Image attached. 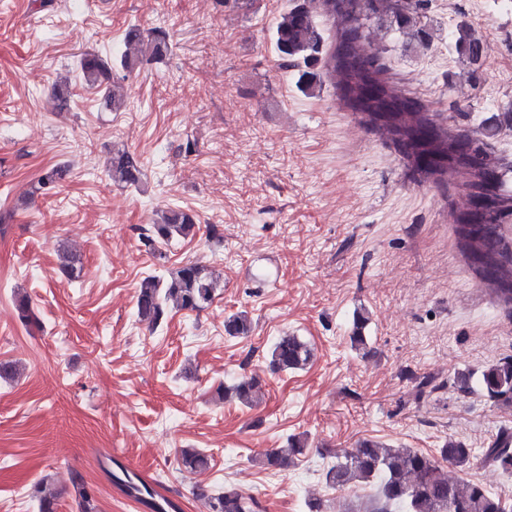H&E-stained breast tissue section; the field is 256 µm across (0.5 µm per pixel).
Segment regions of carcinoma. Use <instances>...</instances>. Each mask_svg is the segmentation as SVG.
I'll use <instances>...</instances> for the list:
<instances>
[{
  "label": "carcinoma",
  "mask_w": 512,
  "mask_h": 512,
  "mask_svg": "<svg viewBox=\"0 0 512 512\" xmlns=\"http://www.w3.org/2000/svg\"><path fill=\"white\" fill-rule=\"evenodd\" d=\"M361 11L346 18L348 27L342 50L343 65L359 72L363 82L359 96L352 108L359 111L393 112L395 110L420 111L423 105L410 96L385 92L376 85L373 72L385 70L378 58L364 52L360 45L362 29L372 17L389 14L398 29L417 44L429 45L431 34L423 23L425 0H363ZM275 48L285 65L294 72L296 87L306 95L322 89L323 73L318 70L324 37L306 4H296L284 13L273 29ZM125 51L120 56V66L133 71L144 61L160 60L169 51L167 35L163 31L144 33L138 28L129 29L124 38ZM452 47L458 57L473 66L471 78H476L483 56L481 39L473 36L467 23L457 25ZM78 67L85 83L100 90L105 107L118 112L125 107V100L112 84V65L95 54H84ZM107 172L112 182L122 187H136L141 181L142 169L136 156L125 149L112 151ZM69 174V167L58 165L48 169L38 180L34 192L56 188ZM505 171L491 170L487 186L477 189L486 203L459 216V224H481L490 220L496 198L504 193ZM194 215L179 208L168 207L160 211L156 222L141 229L140 243L144 252L163 260V248L170 242L196 235ZM217 288L213 273L196 263H185L171 271L168 277L155 275L143 277L136 291V312L139 321L156 328L163 320L168 306L180 310L202 311L209 307ZM251 321L245 312L229 315L224 321V331L232 337L246 336L251 332ZM312 358L307 342L293 334L281 337L270 353V366L276 372H294L304 369ZM479 384L494 399L512 398V362H502L482 371ZM261 392L260 383L254 378L243 377L222 390L224 399L251 406ZM501 445H493L484 452V459L504 471H512V433H500ZM306 443L291 438L288 446L268 451L261 459L266 469L281 470L288 467L297 456L304 453ZM471 449L462 443H447L434 458L412 448H391L379 442L366 440L357 447L343 451L341 460L325 473L326 483L333 488L357 485L375 487L376 495L371 512H512V507L492 495L483 486L465 483L448 473V467H463L470 463ZM182 466L190 472L207 468L208 457L196 448L180 451ZM78 494L81 512H95V490L79 474L72 476ZM130 496L143 498L150 512H169L175 505L168 499L158 500L154 491L145 483L129 475L115 477ZM205 496V492H199ZM207 497V496H205ZM210 512H256L259 504L242 496L234 488L207 497Z\"/></svg>",
  "instance_id": "1"
}]
</instances>
